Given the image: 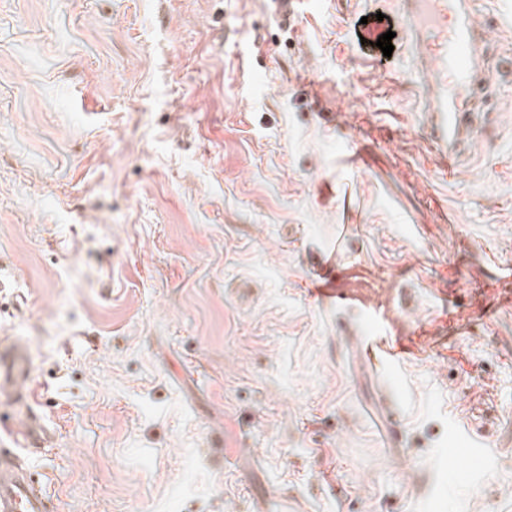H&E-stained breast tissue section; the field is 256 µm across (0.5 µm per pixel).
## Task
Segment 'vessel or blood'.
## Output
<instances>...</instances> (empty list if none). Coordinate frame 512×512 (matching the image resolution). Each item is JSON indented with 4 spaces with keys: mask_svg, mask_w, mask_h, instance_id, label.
<instances>
[{
    "mask_svg": "<svg viewBox=\"0 0 512 512\" xmlns=\"http://www.w3.org/2000/svg\"><path fill=\"white\" fill-rule=\"evenodd\" d=\"M410 40L431 64L428 110L436 144L455 157L465 129L463 117L479 83L478 54L483 33L475 24L469 0H392ZM33 366L13 340L0 341V400L16 404V390L30 383ZM47 493L25 467L0 448V512H46Z\"/></svg>",
    "mask_w": 512,
    "mask_h": 512,
    "instance_id": "b4317fda",
    "label": "vessel or blood"
}]
</instances>
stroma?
I'll return each mask as SVG.
<instances>
[{
    "instance_id": "35a3bbf8",
    "label": "stroma",
    "mask_w": 512,
    "mask_h": 512,
    "mask_svg": "<svg viewBox=\"0 0 512 512\" xmlns=\"http://www.w3.org/2000/svg\"><path fill=\"white\" fill-rule=\"evenodd\" d=\"M473 8L451 163L372 0H0V419L48 512H512V0ZM34 370L28 353L11 339H2L0 344V398L11 405L17 403L16 390L21 384H29ZM28 399L32 400L29 384Z\"/></svg>"
}]
</instances>
